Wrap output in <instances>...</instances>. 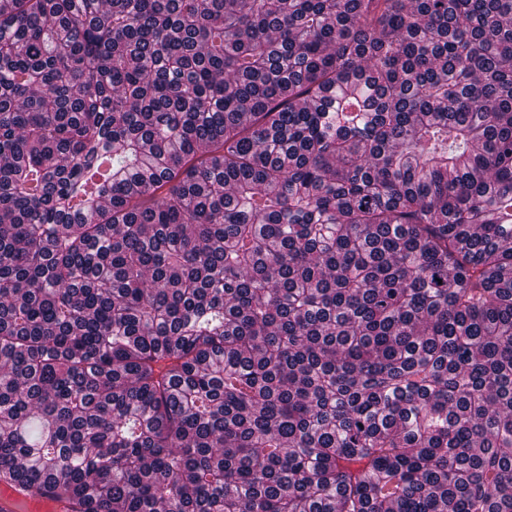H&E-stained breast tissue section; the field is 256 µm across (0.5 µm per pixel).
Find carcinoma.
Here are the masks:
<instances>
[{
	"label": "carcinoma",
	"instance_id": "obj_1",
	"mask_svg": "<svg viewBox=\"0 0 512 512\" xmlns=\"http://www.w3.org/2000/svg\"><path fill=\"white\" fill-rule=\"evenodd\" d=\"M1 485L512 512V0H8Z\"/></svg>",
	"mask_w": 512,
	"mask_h": 512
}]
</instances>
